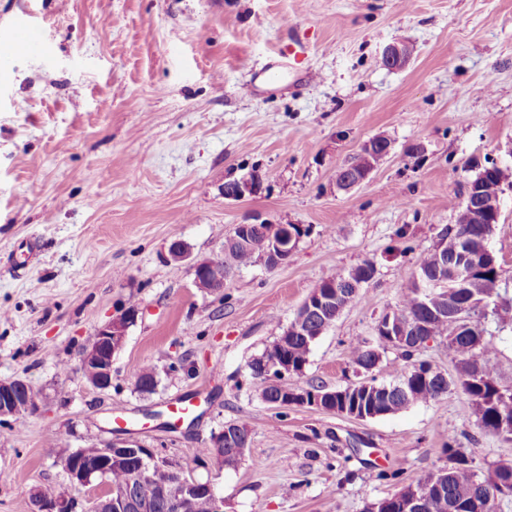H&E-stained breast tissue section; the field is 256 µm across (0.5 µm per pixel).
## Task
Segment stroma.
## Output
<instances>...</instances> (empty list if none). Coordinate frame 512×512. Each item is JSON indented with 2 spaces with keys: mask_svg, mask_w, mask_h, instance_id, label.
Returning a JSON list of instances; mask_svg holds the SVG:
<instances>
[{
  "mask_svg": "<svg viewBox=\"0 0 512 512\" xmlns=\"http://www.w3.org/2000/svg\"><path fill=\"white\" fill-rule=\"evenodd\" d=\"M25 14L47 50L0 61V380L26 379L43 403L0 423V512H30L41 486L67 491L60 456L119 431L204 480L200 449L225 422L246 424L249 447L216 480L224 512H364L445 467L450 439L480 476L512 461V440L483 433L462 391L362 421L271 407L249 370L315 284L370 261L373 279L288 379L358 382L351 345L397 308L469 181L492 164L512 177V0H0V38ZM299 41L308 81L287 68L248 90ZM396 42L412 56L389 69ZM376 136L389 154L339 189L337 166ZM255 170L257 193L224 198ZM261 222L304 228L288 261L242 268L219 295L196 288L193 263ZM32 238L37 257L14 270ZM176 239L191 251L179 265ZM488 248L507 298L485 323L489 363L512 382L511 189ZM130 307L112 386L96 390L82 352ZM145 364L150 394L134 386ZM178 396L197 398L196 421L174 429ZM116 408L130 425L113 423ZM381 469L400 476L376 480Z\"/></svg>",
  "mask_w": 512,
  "mask_h": 512,
  "instance_id": "1",
  "label": "stroma"
}]
</instances>
